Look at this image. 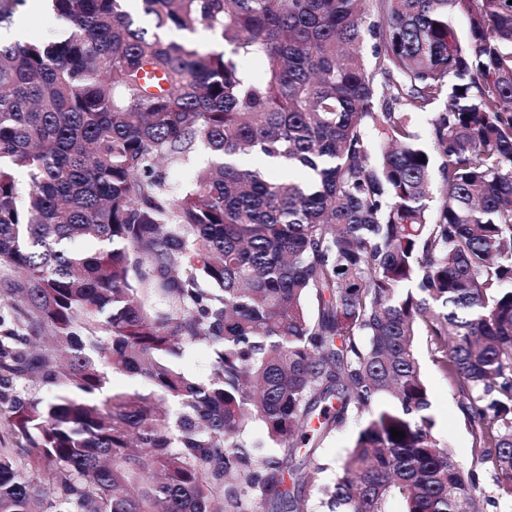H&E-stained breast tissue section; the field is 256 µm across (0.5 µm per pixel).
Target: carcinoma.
Segmentation results:
<instances>
[{
  "mask_svg": "<svg viewBox=\"0 0 512 512\" xmlns=\"http://www.w3.org/2000/svg\"><path fill=\"white\" fill-rule=\"evenodd\" d=\"M50 3L65 37L0 41V512H477L482 473L512 496L509 0H138L152 32L128 0ZM199 25L230 53L159 34ZM443 97L433 158L411 115ZM198 144L224 160L173 191ZM199 342L205 381L177 364ZM416 352L429 389L432 404L431 414L434 417L438 434L447 443V448L463 470L467 471L471 468L470 442L464 425L458 421L459 398L450 392L447 380L433 364L424 336L419 337ZM448 420L452 423L449 429ZM357 429L358 422L350 420L341 430L332 433L324 443L321 454L329 463V469L319 475L322 482L330 483L335 479L336 464L341 462L352 446Z\"/></svg>",
  "mask_w": 512,
  "mask_h": 512,
  "instance_id": "obj_1",
  "label": "carcinoma"
}]
</instances>
